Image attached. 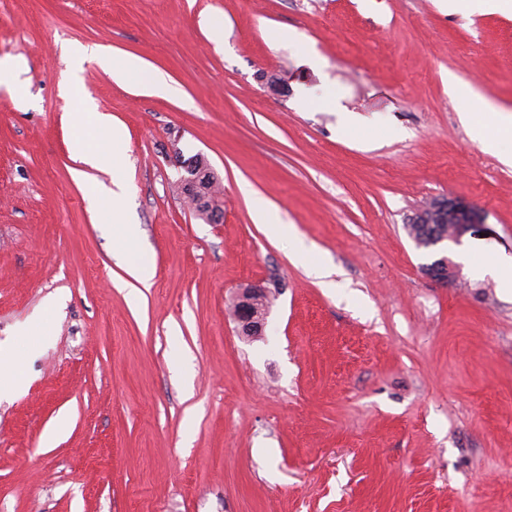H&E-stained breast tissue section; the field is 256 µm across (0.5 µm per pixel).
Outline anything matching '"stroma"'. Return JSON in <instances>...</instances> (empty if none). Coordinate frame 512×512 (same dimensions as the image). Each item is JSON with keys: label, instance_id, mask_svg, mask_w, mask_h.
Wrapping results in <instances>:
<instances>
[{"label": "stroma", "instance_id": "35a3bbf8", "mask_svg": "<svg viewBox=\"0 0 512 512\" xmlns=\"http://www.w3.org/2000/svg\"><path fill=\"white\" fill-rule=\"evenodd\" d=\"M93 45L141 72L72 71ZM158 73L170 95L146 90ZM484 99L512 109V0H0V348L19 372L0 512H512V296L463 260L512 256V167L460 119ZM86 108L122 141L125 251L110 173L72 154ZM195 155L222 223L180 193ZM440 197L482 223L419 246L407 219ZM259 199L334 287L254 223ZM443 255L445 285L423 272ZM258 283L272 304L247 337L234 302ZM37 316L45 335H21ZM253 213L257 224L277 226L276 230L280 234L288 236V242L289 244L291 242L293 245L295 257L305 262L309 276L319 280V283L324 288L334 287L335 282L328 280L331 273L328 267L319 258L316 246L312 242H307L304 238L299 237L293 224H274V211L267 204L256 203L253 208ZM129 274L140 285H132V288L130 289V295L138 301L144 297L142 288L146 290L151 288L154 272L148 264H139L129 267Z\"/></svg>", "mask_w": 512, "mask_h": 512}]
</instances>
